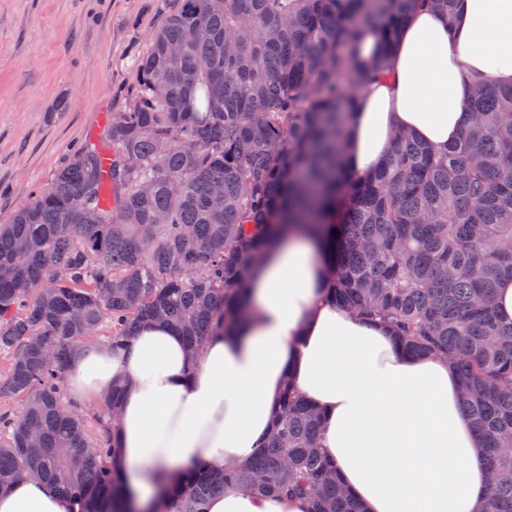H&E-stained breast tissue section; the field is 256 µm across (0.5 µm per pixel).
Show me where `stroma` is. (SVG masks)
Returning a JSON list of instances; mask_svg holds the SVG:
<instances>
[{
	"label": "stroma",
	"instance_id": "obj_1",
	"mask_svg": "<svg viewBox=\"0 0 512 512\" xmlns=\"http://www.w3.org/2000/svg\"><path fill=\"white\" fill-rule=\"evenodd\" d=\"M165 0H0V224L128 108Z\"/></svg>",
	"mask_w": 512,
	"mask_h": 512
}]
</instances>
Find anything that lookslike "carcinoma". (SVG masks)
I'll use <instances>...</instances> for the list:
<instances>
[{
  "mask_svg": "<svg viewBox=\"0 0 512 512\" xmlns=\"http://www.w3.org/2000/svg\"><path fill=\"white\" fill-rule=\"evenodd\" d=\"M136 65L129 108L110 116L111 153L86 146L0 224V492L25 477L80 512H134L103 397L94 436L63 393L73 352L114 347L162 320L191 355L249 309L270 246L316 234L331 296L387 325L401 351L455 368L464 413L493 476L487 512H512V324L492 306L512 278V85L480 83L458 141L436 151L406 134L360 177L347 167L356 91L384 77L418 6L454 0H168ZM379 32L357 60L362 27ZM338 235H333V231ZM320 416L286 395L267 442L244 464L195 465L150 512H206L234 484L295 496L308 512H363L318 448Z\"/></svg>",
  "mask_w": 512,
  "mask_h": 512,
  "instance_id": "carcinoma-1",
  "label": "carcinoma"
}]
</instances>
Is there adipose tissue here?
Returning a JSON list of instances; mask_svg holds the SVG:
<instances>
[{
  "label": "adipose tissue",
  "mask_w": 512,
  "mask_h": 512,
  "mask_svg": "<svg viewBox=\"0 0 512 512\" xmlns=\"http://www.w3.org/2000/svg\"><path fill=\"white\" fill-rule=\"evenodd\" d=\"M512 83V0H456L453 19L416 10L390 75L363 86L348 160L366 174L395 130L436 148L459 135L475 82ZM325 264L293 231L251 279L252 317L191 357L170 326L149 322L126 346L78 349L68 382L82 401L125 386L116 442L137 507L157 484L199 463H242L270 436L286 384L322 414L320 447L364 512H484L488 471L448 361L404 355L392 330L327 296ZM37 478L0 495V512H79ZM207 512H307L299 498L212 496Z\"/></svg>",
  "instance_id": "ef3b65f1"
}]
</instances>
